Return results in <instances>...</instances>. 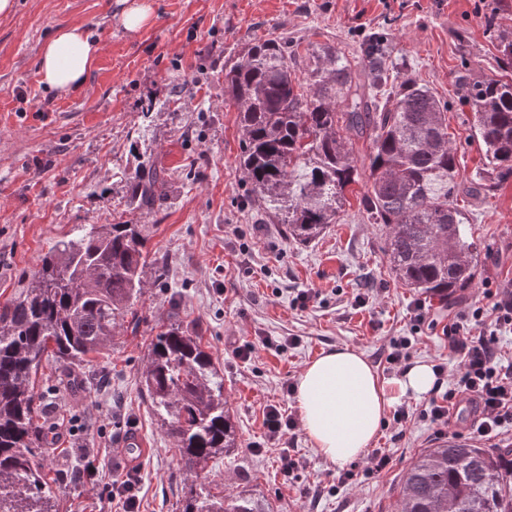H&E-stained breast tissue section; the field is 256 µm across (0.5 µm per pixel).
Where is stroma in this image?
<instances>
[{
    "label": "stroma",
    "mask_w": 512,
    "mask_h": 512,
    "mask_svg": "<svg viewBox=\"0 0 512 512\" xmlns=\"http://www.w3.org/2000/svg\"><path fill=\"white\" fill-rule=\"evenodd\" d=\"M152 15L138 33L125 31L118 0H17L0 16V303L22 276L76 224L128 221L151 228L145 286L134 316L87 364L50 361L39 387L54 388L38 415L37 461L57 478L60 512H124L122 499L103 500L101 486L128 469L117 450L129 431L149 452L136 466L139 512H183L193 483L179 470L173 439L160 426L142 390L148 347L165 327L201 337L224 373V394L238 446L209 461L212 494L251 491L271 512H396L401 475L420 451L440 439L467 441L473 419L461 407L445 433L421 417L426 399L400 402L410 417H385L374 442L390 458L368 473L361 458L337 489L342 469L311 447L302 429L281 444L262 442L263 412L279 405L297 414L285 386L322 352L350 347L380 377H396L383 350L395 336L414 339L413 361L444 364L455 382L460 358L442 332L458 313L483 302L486 286L512 285V179L489 196L466 189L487 182L484 149L470 129L461 76H503L489 19L512 27V0H146ZM78 26L104 49L86 78L87 94L60 95L41 82L43 45L63 27ZM388 27L401 77L428 87L448 105V131L457 150V198L477 247V277L459 300L438 299L399 284L384 253L389 229L370 223L361 205L364 183L352 185L335 224L315 240L288 235L274 214L251 205L238 166V113L224 92L222 70L241 50L288 36L300 53L332 47L359 63L363 35ZM156 101L145 111L147 101ZM150 159L164 171L163 197L151 209L129 204L128 178ZM311 293L301 302L302 293ZM429 311L413 319L416 302ZM298 337L280 351L262 337ZM251 343L250 361L234 355ZM85 429L68 433L72 417ZM97 473L77 476L84 449ZM292 449L303 466L284 479L280 452Z\"/></svg>",
    "instance_id": "1"
}]
</instances>
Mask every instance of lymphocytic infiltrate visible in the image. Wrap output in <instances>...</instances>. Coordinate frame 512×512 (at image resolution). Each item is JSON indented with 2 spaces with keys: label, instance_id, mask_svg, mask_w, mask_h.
<instances>
[{
  "label": "lymphocytic infiltrate",
  "instance_id": "1",
  "mask_svg": "<svg viewBox=\"0 0 512 512\" xmlns=\"http://www.w3.org/2000/svg\"><path fill=\"white\" fill-rule=\"evenodd\" d=\"M471 317L483 326L479 335L457 321L444 327L460 357V374L452 387L431 398L422 415L444 428L462 402L473 403L478 417L469 429L471 438L492 440L512 429V363L501 361L498 338L501 328L512 327V290L496 292L494 301L474 308Z\"/></svg>",
  "mask_w": 512,
  "mask_h": 512
}]
</instances>
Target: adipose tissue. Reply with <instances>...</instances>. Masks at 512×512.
<instances>
[{
  "instance_id": "adipose-tissue-1",
  "label": "adipose tissue",
  "mask_w": 512,
  "mask_h": 512,
  "mask_svg": "<svg viewBox=\"0 0 512 512\" xmlns=\"http://www.w3.org/2000/svg\"><path fill=\"white\" fill-rule=\"evenodd\" d=\"M103 49L79 27H64L42 48L40 77L52 90L75 95ZM436 383L431 364L415 362L397 377L381 378L363 354L349 347L330 350L306 364L295 384L303 430L323 458L345 464L361 458L377 436L388 409L419 399Z\"/></svg>"
}]
</instances>
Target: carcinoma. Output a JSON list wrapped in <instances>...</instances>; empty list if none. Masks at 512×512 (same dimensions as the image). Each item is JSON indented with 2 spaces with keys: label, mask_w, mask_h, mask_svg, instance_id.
<instances>
[{
  "label": "carcinoma",
  "mask_w": 512,
  "mask_h": 512,
  "mask_svg": "<svg viewBox=\"0 0 512 512\" xmlns=\"http://www.w3.org/2000/svg\"><path fill=\"white\" fill-rule=\"evenodd\" d=\"M512 66V33L493 32ZM367 84L342 53L323 48L303 66L297 44L269 38L224 65V91L239 114V167L249 200L274 211L308 242L337 218L347 188L364 179L367 219L389 227L385 255L407 288L458 299L476 275L474 242L454 203L459 171L448 104L387 60L389 33L359 45ZM473 127L497 181L512 177V79L467 83ZM369 142L359 160L354 145ZM150 163L129 177L130 202L151 207L165 188ZM144 224H78L51 246L0 305V512H59L35 461L44 361L79 365L132 313L148 265ZM143 386L154 414L195 478L237 447L224 373L201 337L170 326L151 343ZM184 512H270L251 494L216 497L199 485ZM398 512H512V449L449 441L422 450L404 471Z\"/></svg>",
  "instance_id": "carcinoma-1"
}]
</instances>
